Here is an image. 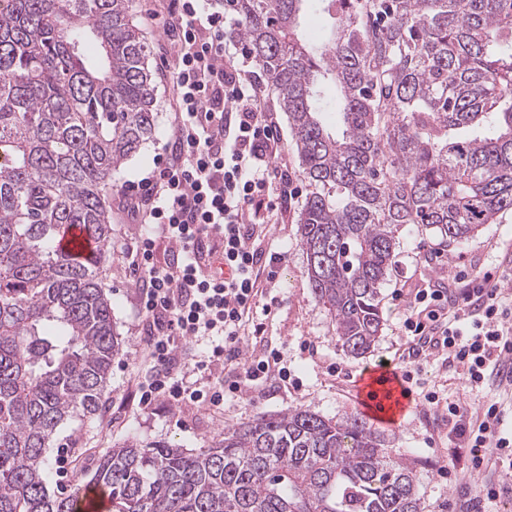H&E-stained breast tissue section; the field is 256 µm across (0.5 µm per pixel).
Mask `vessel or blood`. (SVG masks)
<instances>
[{
	"instance_id": "b4317fda",
	"label": "vessel or blood",
	"mask_w": 512,
	"mask_h": 512,
	"mask_svg": "<svg viewBox=\"0 0 512 512\" xmlns=\"http://www.w3.org/2000/svg\"><path fill=\"white\" fill-rule=\"evenodd\" d=\"M58 251L74 258L94 253L97 242L81 226L73 225L56 240ZM359 404L363 411L382 424L396 423L412 406L413 396L393 364L369 369L361 382ZM80 512H109L107 493L95 487H80L76 493Z\"/></svg>"
}]
</instances>
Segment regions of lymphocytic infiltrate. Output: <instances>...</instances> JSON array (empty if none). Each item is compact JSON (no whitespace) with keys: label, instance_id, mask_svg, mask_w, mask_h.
<instances>
[{"label":"lymphocytic infiltrate","instance_id":"lymphocytic-infiltrate-1","mask_svg":"<svg viewBox=\"0 0 512 512\" xmlns=\"http://www.w3.org/2000/svg\"><path fill=\"white\" fill-rule=\"evenodd\" d=\"M239 27L237 19L207 10L203 0H169L166 7L173 133L151 175L122 189L132 223L151 228L130 253L154 369L140 388L145 410L161 399L217 408L225 394L246 393L269 374L288 376L280 351L258 361L241 357L262 286L261 258L248 245L247 226L260 211L287 207L299 186L273 164L280 137L262 106V82L240 62ZM160 239L177 253L162 264L155 259ZM402 328L411 338L409 358L445 357L462 367L466 389H482L493 379L512 384V306L488 277H472L459 288L415 289L404 304ZM205 336L216 343L193 369L203 375L230 365L236 376L228 385L189 384L173 371L183 342ZM420 399L444 411L448 436L457 442L449 476L480 481L466 512H486L512 478V433L503 431V402L493 397L474 410L434 390Z\"/></svg>","mask_w":512,"mask_h":512}]
</instances>
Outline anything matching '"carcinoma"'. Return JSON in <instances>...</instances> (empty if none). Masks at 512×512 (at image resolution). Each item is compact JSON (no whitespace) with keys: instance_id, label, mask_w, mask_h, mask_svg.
<instances>
[{"instance_id":"obj_1","label":"carcinoma","mask_w":512,"mask_h":512,"mask_svg":"<svg viewBox=\"0 0 512 512\" xmlns=\"http://www.w3.org/2000/svg\"><path fill=\"white\" fill-rule=\"evenodd\" d=\"M286 113L300 245L346 352L382 331L408 224L461 245L512 212V0H223ZM133 0H0V512H78L46 453L97 416L120 339L108 191L157 128ZM315 9L319 36L304 26ZM78 224L102 249H55ZM87 484L112 512H422L416 470L359 413L297 408L197 452L132 437Z\"/></svg>"}]
</instances>
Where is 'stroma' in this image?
<instances>
[{"label": "stroma", "instance_id": "1", "mask_svg": "<svg viewBox=\"0 0 512 512\" xmlns=\"http://www.w3.org/2000/svg\"><path fill=\"white\" fill-rule=\"evenodd\" d=\"M155 0H135V22L152 45L149 67L154 73L153 98L158 130L139 153L127 161L122 182L139 180L153 170L154 159L173 132L167 106V70L171 56L163 36V21L152 18ZM112 240L108 246L111 267L103 286L112 300V313L122 345L112 360V380L101 410L89 423L67 422L59 440L49 451L55 467L54 488L69 490L83 472L91 470L106 449L121 445L128 437L146 444L164 443L187 449L212 445L218 433L256 416L277 415L295 408L340 419L359 412L358 392L365 370L381 361H398L406 355L408 339L401 330L403 295L433 283L447 287L452 274L499 277L512 266V213L500 222L483 225L463 246L439 248L431 229L411 225L400 237L392 267L380 287L383 329L370 352L361 357L347 355L337 341L335 326L325 306L313 295L306 274V256L299 242L298 214L301 200H293L286 211L270 222L252 227L250 245L262 259L277 256L273 277L264 281L253 309L260 331L243 351L245 359L261 360L274 350L284 352L292 381L272 375L259 382L247 395L226 394L218 408L183 409L161 400L150 410L138 404L140 383L152 371L143 362L146 326L138 316L136 277L129 254L147 225L131 223L119 189L109 193ZM421 387L435 388L449 400L471 407L480 406L485 393L462 386L461 369L439 358H429L414 371ZM397 454L418 462L417 482L423 512H441L455 503L459 494L442 474L448 464L451 443L448 428L440 417L422 403H415L398 426L380 425Z\"/></svg>", "mask_w": 512, "mask_h": 512}]
</instances>
